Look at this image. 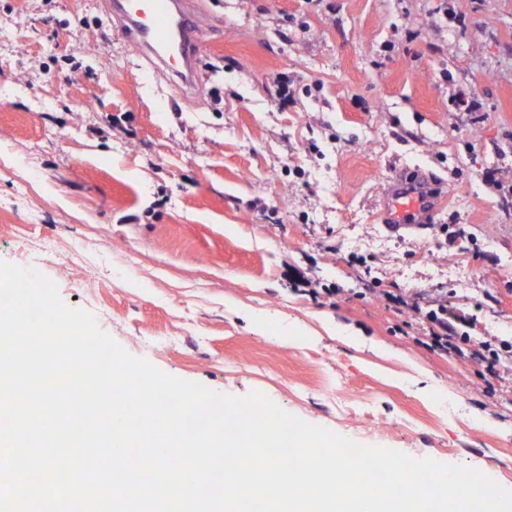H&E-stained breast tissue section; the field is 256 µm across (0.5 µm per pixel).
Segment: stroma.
Wrapping results in <instances>:
<instances>
[{
  "label": "stroma",
  "mask_w": 512,
  "mask_h": 512,
  "mask_svg": "<svg viewBox=\"0 0 512 512\" xmlns=\"http://www.w3.org/2000/svg\"><path fill=\"white\" fill-rule=\"evenodd\" d=\"M200 7L196 98L108 0H0V261L169 375L512 490V367L419 344L375 296L447 294L471 342L512 344V0ZM415 172L439 209L391 233L379 192Z\"/></svg>",
  "instance_id": "obj_1"
}]
</instances>
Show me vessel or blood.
Returning a JSON list of instances; mask_svg holds the SVG:
<instances>
[{"label": "vessel or blood", "mask_w": 512, "mask_h": 512, "mask_svg": "<svg viewBox=\"0 0 512 512\" xmlns=\"http://www.w3.org/2000/svg\"><path fill=\"white\" fill-rule=\"evenodd\" d=\"M109 14L154 73L178 87L198 89V31L206 17L196 0H110ZM436 205L437 197L423 179L399 174L382 190L378 217L388 231L401 234L420 228Z\"/></svg>", "instance_id": "vessel-or-blood-1"}]
</instances>
